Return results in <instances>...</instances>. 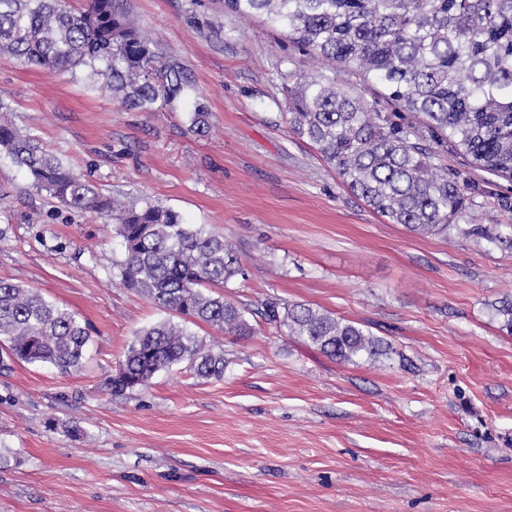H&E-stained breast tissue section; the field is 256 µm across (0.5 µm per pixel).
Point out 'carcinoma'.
<instances>
[{
    "instance_id": "cac0c4a2",
    "label": "carcinoma",
    "mask_w": 512,
    "mask_h": 512,
    "mask_svg": "<svg viewBox=\"0 0 512 512\" xmlns=\"http://www.w3.org/2000/svg\"><path fill=\"white\" fill-rule=\"evenodd\" d=\"M224 9L243 19L265 17L331 68L348 66L365 84L383 87L414 118L393 123L323 73L286 87L289 128L317 146L350 192L390 223L435 236L463 210L466 189L435 172V145L450 142L475 169L512 178V0H224ZM2 55L49 74L86 68L91 85L143 111L184 87L179 66L160 60L124 0H89L82 10L65 0H0ZM190 127L208 132L205 105H196ZM2 152L27 170L36 191L111 217L125 249L116 264L121 284L174 314L135 334L108 389L121 394L183 363L201 378H222L224 355L186 324L252 332L249 309L215 292L242 273L226 238L184 223L167 207L105 196L0 119ZM265 315L341 362L392 352L384 339L307 304L272 302ZM90 340L76 313L0 279V371L10 361L78 370Z\"/></svg>"
}]
</instances>
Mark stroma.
I'll return each mask as SVG.
<instances>
[{"mask_svg":"<svg viewBox=\"0 0 512 512\" xmlns=\"http://www.w3.org/2000/svg\"><path fill=\"white\" fill-rule=\"evenodd\" d=\"M187 87L130 110L85 69L49 75L0 56V99L23 133L106 195L152 202L234 244L224 297L252 335L191 331L224 375L178 365L121 395L105 387L163 313L124 287L112 224L37 192L0 154V279L90 325L82 370L0 374V512H512V180L455 148L434 164L466 189L447 235L422 236L353 196L289 128L283 73L335 72L401 122L381 88L330 69L265 18L223 0H128ZM207 136L189 124L196 103ZM304 303L393 351L339 362L260 315ZM78 424L74 439L65 428Z\"/></svg>","mask_w":512,"mask_h":512,"instance_id":"stroma-1","label":"stroma"}]
</instances>
